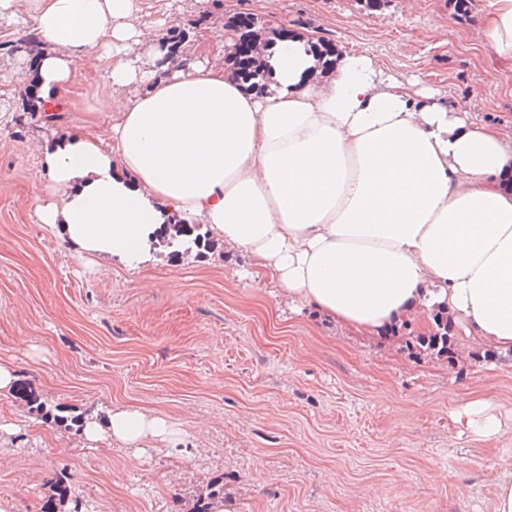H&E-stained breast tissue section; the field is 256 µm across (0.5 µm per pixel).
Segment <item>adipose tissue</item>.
Segmentation results:
<instances>
[{
    "label": "adipose tissue",
    "mask_w": 512,
    "mask_h": 512,
    "mask_svg": "<svg viewBox=\"0 0 512 512\" xmlns=\"http://www.w3.org/2000/svg\"><path fill=\"white\" fill-rule=\"evenodd\" d=\"M27 4L40 96L70 93L78 60L96 55L112 87L89 126L44 162L40 223L62 227L77 255L136 270L164 224H205L246 251L296 309L316 308L366 336L446 308L476 344L512 350V135L347 50L328 69L311 36L262 56V90L195 59L165 75L136 54L135 0ZM483 47L512 64V0H489ZM87 442L176 441L159 412L113 408Z\"/></svg>",
    "instance_id": "adipose-tissue-1"
}]
</instances>
